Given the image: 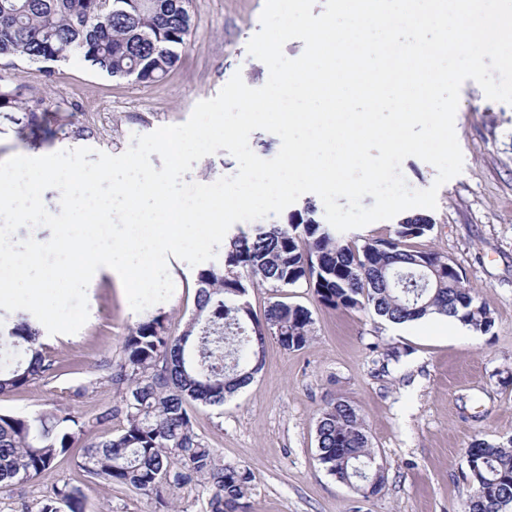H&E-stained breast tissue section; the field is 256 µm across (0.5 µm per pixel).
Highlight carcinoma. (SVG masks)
Returning a JSON list of instances; mask_svg holds the SVG:
<instances>
[{"mask_svg": "<svg viewBox=\"0 0 512 512\" xmlns=\"http://www.w3.org/2000/svg\"><path fill=\"white\" fill-rule=\"evenodd\" d=\"M194 27L180 0H0V60L49 63L76 58L115 79L153 84L167 77ZM49 107L21 83L0 84V120L27 130L41 127ZM86 129L63 121L52 137H82ZM315 207L286 224L255 225L224 245V263L198 272L195 310L180 334L165 315H148L129 330L124 356L110 380L125 386L120 405L95 417L106 426L121 414L116 433L84 443L87 423L62 409L24 416L0 414V489L24 484L55 467L78 446L75 465L104 486L122 484L151 497L158 512L177 490L198 482L209 492L202 512H251L255 481L246 469L224 465L197 433L188 406H224L262 367L266 339L286 351L311 339L313 319L284 292L306 286L327 308L371 311L394 324L438 314L481 333L493 324L487 303L465 286L448 258L410 241L433 229L421 214L400 220L387 239L348 242L313 218ZM271 292L263 317L249 289ZM30 315L0 322V394L57 370ZM318 459L336 480L378 494L384 484L363 420L341 397L330 399L316 424ZM467 454L478 461L476 484L464 512L512 508V439L479 441ZM78 485L54 484L37 512H86Z\"/></svg>", "mask_w": 512, "mask_h": 512, "instance_id": "obj_1", "label": "carcinoma"}]
</instances>
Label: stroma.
I'll use <instances>...</instances> for the list:
<instances>
[{"label": "stroma", "instance_id": "1", "mask_svg": "<svg viewBox=\"0 0 512 512\" xmlns=\"http://www.w3.org/2000/svg\"><path fill=\"white\" fill-rule=\"evenodd\" d=\"M265 0H194L196 26L169 76L148 86L115 80L69 60L44 69L17 63V78L50 109L92 127L87 139L34 145L0 123V161L89 147L119 155L133 136L186 122L195 105L215 97L234 74L264 85L267 66L247 44L260 29ZM462 172L441 187L427 215L434 227L418 247L452 261L465 284L489 305L488 333L446 327L443 316L393 324L363 311L322 306L305 288L290 301L312 314L305 347L284 350L267 339L263 367L223 409L192 405L197 432L234 467L256 480L252 512H462L474 492L466 451L478 440L512 437V105L488 100L463 82L455 116ZM197 267L174 264V292L159 311L180 333L194 309ZM89 319L74 334L45 335L58 372L6 395L0 414L61 408L84 419L120 401L109 375L124 338L140 319L123 287L101 272L87 294ZM350 402L365 423L387 480L364 496L327 474L318 460L316 420L326 400ZM81 486L88 512H157L126 486L99 485L58 458L40 480L0 490V512H19L54 483Z\"/></svg>", "mask_w": 512, "mask_h": 512}]
</instances>
